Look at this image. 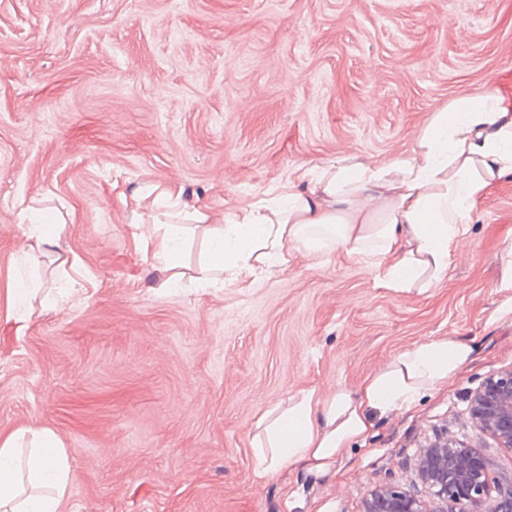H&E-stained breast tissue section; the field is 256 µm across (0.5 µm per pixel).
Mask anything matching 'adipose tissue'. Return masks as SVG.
<instances>
[{
  "label": "adipose tissue",
  "mask_w": 512,
  "mask_h": 512,
  "mask_svg": "<svg viewBox=\"0 0 512 512\" xmlns=\"http://www.w3.org/2000/svg\"><path fill=\"white\" fill-rule=\"evenodd\" d=\"M512 177V107L488 93L465 94L436 113L412 151L379 164L340 156L321 165L311 187L289 183L281 198H262L215 220L203 208L178 210L165 190L142 237L151 265L184 277V245L207 240L200 279L220 271L228 283L286 268V246L314 255L343 253L376 272L379 287L428 292L445 278L478 203ZM471 344L427 338L365 377L356 389L308 390L257 423L254 454L262 473L283 466L328 472L362 441L376 419L413 409L455 377ZM72 470L54 433L0 438V512H58Z\"/></svg>",
  "instance_id": "adipose-tissue-1"
}]
</instances>
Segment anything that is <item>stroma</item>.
Here are the masks:
<instances>
[{
	"label": "stroma",
	"instance_id": "stroma-1",
	"mask_svg": "<svg viewBox=\"0 0 512 512\" xmlns=\"http://www.w3.org/2000/svg\"><path fill=\"white\" fill-rule=\"evenodd\" d=\"M512 91V0H0V437L52 430L74 477L59 512H364L370 494L439 501L417 464L439 441L490 460L469 413L512 370V179L477 205L431 291L378 287L368 264L289 249L255 282L166 287L136 233L139 188H181L215 219L339 156L376 164L463 94ZM38 209L58 246L56 301L18 319L15 278ZM430 337L474 359L410 412L378 419L335 473L260 474V417L357 386Z\"/></svg>",
	"mask_w": 512,
	"mask_h": 512
}]
</instances>
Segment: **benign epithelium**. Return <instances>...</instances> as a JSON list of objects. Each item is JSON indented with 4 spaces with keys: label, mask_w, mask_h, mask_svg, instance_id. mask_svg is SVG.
Wrapping results in <instances>:
<instances>
[{
    "label": "benign epithelium",
    "mask_w": 512,
    "mask_h": 512,
    "mask_svg": "<svg viewBox=\"0 0 512 512\" xmlns=\"http://www.w3.org/2000/svg\"><path fill=\"white\" fill-rule=\"evenodd\" d=\"M475 423L512 448V371L492 375L470 397ZM418 474L436 489L441 512H512V487L500 493L494 508L490 499V462L479 449L465 443L438 442L421 457ZM365 512H421L409 490L388 486L370 494Z\"/></svg>",
    "instance_id": "obj_1"
}]
</instances>
